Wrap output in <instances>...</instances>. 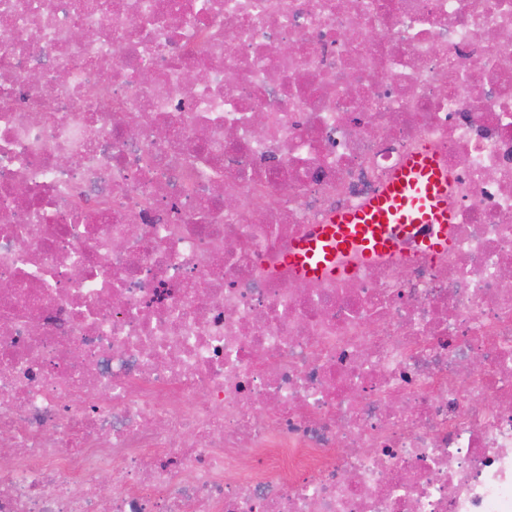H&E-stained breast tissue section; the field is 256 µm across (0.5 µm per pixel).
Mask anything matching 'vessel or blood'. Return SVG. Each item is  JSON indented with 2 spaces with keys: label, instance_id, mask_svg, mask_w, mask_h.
Listing matches in <instances>:
<instances>
[{
  "label": "vessel or blood",
  "instance_id": "b4317fda",
  "mask_svg": "<svg viewBox=\"0 0 512 512\" xmlns=\"http://www.w3.org/2000/svg\"><path fill=\"white\" fill-rule=\"evenodd\" d=\"M448 174L429 150L409 156L385 188L363 206L338 212L297 240L286 261L307 279L347 278L357 271L348 255L367 261L411 240L417 250L437 258L449 246Z\"/></svg>",
  "mask_w": 512,
  "mask_h": 512
}]
</instances>
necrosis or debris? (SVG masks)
<instances>
[{
	"label": "necrosis or debris",
	"instance_id": "4bbe7bcc",
	"mask_svg": "<svg viewBox=\"0 0 512 512\" xmlns=\"http://www.w3.org/2000/svg\"><path fill=\"white\" fill-rule=\"evenodd\" d=\"M505 33L512 0H0V512H512ZM422 149L446 254L288 267Z\"/></svg>",
	"mask_w": 512,
	"mask_h": 512
}]
</instances>
